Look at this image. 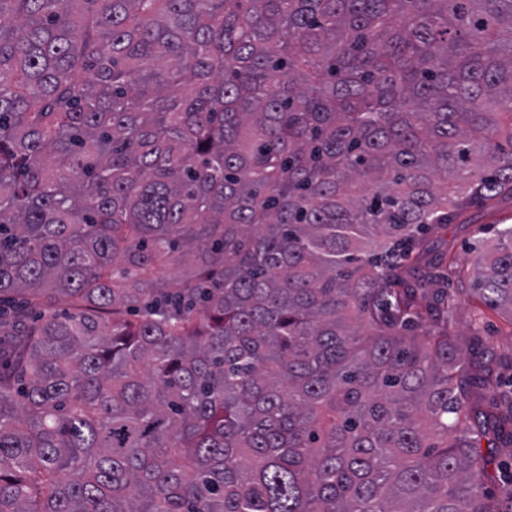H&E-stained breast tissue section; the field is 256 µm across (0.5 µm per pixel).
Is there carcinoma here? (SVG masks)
<instances>
[{
    "label": "carcinoma",
    "mask_w": 512,
    "mask_h": 512,
    "mask_svg": "<svg viewBox=\"0 0 512 512\" xmlns=\"http://www.w3.org/2000/svg\"><path fill=\"white\" fill-rule=\"evenodd\" d=\"M504 191L512 0H0V512H499ZM505 224H512L511 196H504L482 207L470 208L453 224H447L438 234L430 235L429 238L437 240L439 244L444 242L466 271L467 277L461 284H450L451 291L472 288L474 250L492 240L495 231L505 227ZM480 332L483 338L476 352L492 353L498 358H512V325L506 314L499 315L484 308Z\"/></svg>",
    "instance_id": "1"
}]
</instances>
